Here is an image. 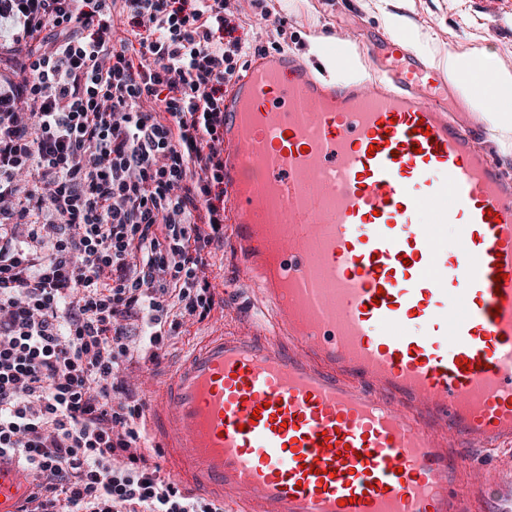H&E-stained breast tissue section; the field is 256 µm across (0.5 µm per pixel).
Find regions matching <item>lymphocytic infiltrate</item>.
Masks as SVG:
<instances>
[{
    "label": "lymphocytic infiltrate",
    "instance_id": "1",
    "mask_svg": "<svg viewBox=\"0 0 512 512\" xmlns=\"http://www.w3.org/2000/svg\"><path fill=\"white\" fill-rule=\"evenodd\" d=\"M247 5L272 14L0 0V454L37 481L21 512H224L160 477L127 371L215 307Z\"/></svg>",
    "mask_w": 512,
    "mask_h": 512
}]
</instances>
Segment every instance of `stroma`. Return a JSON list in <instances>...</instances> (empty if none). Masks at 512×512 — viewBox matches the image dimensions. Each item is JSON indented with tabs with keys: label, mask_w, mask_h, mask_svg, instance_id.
I'll list each match as a JSON object with an SVG mask.
<instances>
[{
	"label": "stroma",
	"mask_w": 512,
	"mask_h": 512,
	"mask_svg": "<svg viewBox=\"0 0 512 512\" xmlns=\"http://www.w3.org/2000/svg\"><path fill=\"white\" fill-rule=\"evenodd\" d=\"M289 48L306 60H322V48L339 41L357 47L366 29L405 38L440 68L453 56L474 61L492 58L512 70V0H276ZM209 280L220 308L203 321L188 322L160 365H147L131 377L141 402L168 375L185 349L217 327L234 330L258 304L255 289L240 277L230 247L216 250ZM471 470L491 473L497 490L485 512H512V449L474 453Z\"/></svg>",
	"instance_id": "stroma-1"
}]
</instances>
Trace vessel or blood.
Wrapping results in <instances>:
<instances>
[{
  "label": "vessel or blood",
  "instance_id": "b4317fda",
  "mask_svg": "<svg viewBox=\"0 0 512 512\" xmlns=\"http://www.w3.org/2000/svg\"><path fill=\"white\" fill-rule=\"evenodd\" d=\"M365 43L371 73L263 53L224 97L232 250L265 306L186 349L153 412L172 475L239 512H475L465 449L512 440V174L448 107L499 102ZM29 490L0 455V512Z\"/></svg>",
  "mask_w": 512,
  "mask_h": 512
}]
</instances>
